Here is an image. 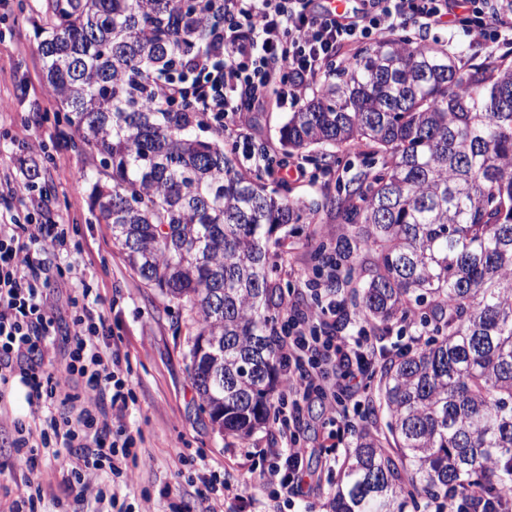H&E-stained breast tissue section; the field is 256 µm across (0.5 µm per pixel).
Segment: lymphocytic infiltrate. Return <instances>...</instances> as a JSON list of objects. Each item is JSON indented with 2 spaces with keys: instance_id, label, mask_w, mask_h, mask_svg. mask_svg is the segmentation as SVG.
<instances>
[{
  "instance_id": "1",
  "label": "lymphocytic infiltrate",
  "mask_w": 512,
  "mask_h": 512,
  "mask_svg": "<svg viewBox=\"0 0 512 512\" xmlns=\"http://www.w3.org/2000/svg\"><path fill=\"white\" fill-rule=\"evenodd\" d=\"M217 2L224 10L223 32L207 52L192 58L190 79L164 84L158 101L190 100L235 139L246 135V113L298 106L345 44H371L386 31L409 27L460 30L480 41L512 14L506 0H359L342 15L329 13L318 0ZM44 150V144H35L17 167L0 170V199L7 203L0 214V385L13 380L25 385L31 414L30 422L14 421L11 446L31 473L42 450L73 449L71 489L80 498L95 493L108 512H115V494L98 489L94 476L105 468L113 482L125 481L140 460L125 422L132 392L120 349L109 342L100 294L86 283L76 289L70 299L75 314L66 331L49 303L56 279L40 256L65 247L67 229L53 220L45 202L39 205L43 222L20 221L29 207L25 188L33 183ZM341 311L331 301L286 322L283 398L292 413L282 418V433L293 429L302 403L316 401L335 414L336 390L326 382L323 365L338 367L350 392L364 385L376 356L370 337L320 333L325 317ZM267 454L263 484L287 495L302 493L305 449L292 441Z\"/></svg>"
}]
</instances>
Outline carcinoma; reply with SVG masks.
<instances>
[{"instance_id":"1","label":"carcinoma","mask_w":512,"mask_h":512,"mask_svg":"<svg viewBox=\"0 0 512 512\" xmlns=\"http://www.w3.org/2000/svg\"><path fill=\"white\" fill-rule=\"evenodd\" d=\"M214 0H50L39 45L71 146L92 157V209L149 288L196 316L188 338L201 407L244 440L282 390L286 311L272 249L320 204L267 191L239 169L224 131L190 102L162 108L158 80L224 27ZM209 131L207 139L199 132ZM280 156L319 145L321 170L354 147L382 168L337 199L358 305L383 332L424 345L380 370L388 436L360 430L328 512H407L470 486L512 492V60L461 68L439 44L390 35L318 82L279 130Z\"/></svg>"}]
</instances>
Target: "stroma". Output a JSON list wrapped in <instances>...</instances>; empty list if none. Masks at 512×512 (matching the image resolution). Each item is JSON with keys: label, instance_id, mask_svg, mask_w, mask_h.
<instances>
[{"label": "stroma", "instance_id": "1", "mask_svg": "<svg viewBox=\"0 0 512 512\" xmlns=\"http://www.w3.org/2000/svg\"><path fill=\"white\" fill-rule=\"evenodd\" d=\"M45 7L46 0H0V101L8 104L0 112V167L16 165L17 154L27 143L44 142L48 156L41 162L38 184L47 192L54 219L69 224L73 240L80 242L85 279L98 288L112 340L126 359L134 396L126 424L129 430L141 432L146 462L134 470L129 483L117 485L118 497L129 512H171L177 502L191 512H202L204 505L196 492L203 487V477L216 471L227 484L224 512H272L273 489L260 483L259 476L269 465L266 449L286 445L277 425L243 441L214 429L208 414L199 408L188 369L187 338L193 332L189 309L146 287L127 266L112 243L110 226L98 222L91 209L95 181L91 158L56 140L65 126L54 118L56 102L46 90L38 54V28L46 22ZM406 34L421 44H442L453 56L464 53L476 63L493 62L512 52V29L507 32L508 43L498 46L442 29L421 32L410 27ZM320 152V147L313 146L298 154L308 170L307 180H266L268 188L289 200L322 205L317 223L291 225L288 251L276 260L274 277L286 304L304 308L318 301L304 286L318 264L316 246L346 231L331 199L337 198L340 185L374 172L358 151L346 147L337 152L329 172H322L313 163ZM366 384L358 397L345 398L347 415L332 429L323 428L319 405L303 407L296 440L300 447L313 449L318 484L310 493L291 498L282 512H325L354 430L384 432V419L365 416L368 405L378 401L377 377H370ZM10 441L9 431L0 430V512H6L32 474L13 454ZM178 452L203 457V467L176 470L172 459ZM70 463L71 456L64 450L42 454L33 474L50 490L43 504L45 512H97L99 505L93 497L76 501L68 488L65 477Z\"/></svg>", "mask_w": 512, "mask_h": 512}]
</instances>
